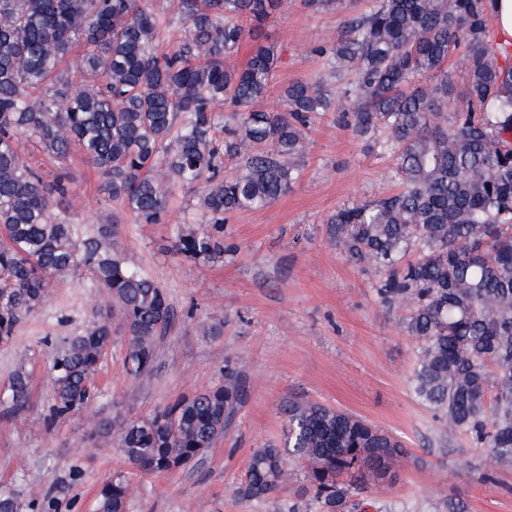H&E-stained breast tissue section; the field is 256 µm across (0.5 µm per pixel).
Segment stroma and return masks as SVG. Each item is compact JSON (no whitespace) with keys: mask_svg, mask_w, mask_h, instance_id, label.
<instances>
[{"mask_svg":"<svg viewBox=\"0 0 512 512\" xmlns=\"http://www.w3.org/2000/svg\"><path fill=\"white\" fill-rule=\"evenodd\" d=\"M367 5L343 0L341 8L317 10L307 0H281L261 30L280 57L275 88L260 109L283 110L289 82L318 78L317 48L336 44L346 16ZM305 134L299 180L270 205L228 216L218 263L172 249L173 225L204 226L192 193L177 196L168 223L138 224L101 199L84 155H71L73 221L116 223L119 247L164 288L177 321L159 344L152 376L142 380L128 375L126 340L113 333L91 381L93 402L49 429L43 339L79 333L108 304L84 278L54 282L45 306L0 343V395L18 365L30 373L28 407L13 414L0 406V486L24 504L48 498L56 512H93L100 485L122 475L130 485L128 512H276L274 503L243 500L235 490L256 448L285 445L281 405L295 396L359 415L405 443L411 460L395 484L374 493L376 512H429L441 494L463 499L467 512H512V467L496 465L471 434L447 429L415 396L416 342L399 313L378 304L380 271L348 260L327 240L326 221L338 208L394 191L393 158L368 150L330 112L314 115ZM228 361L239 366L246 399L194 465L143 474L110 439L91 438L100 420L145 416L222 383Z\"/></svg>","mask_w":512,"mask_h":512,"instance_id":"1","label":"stroma"}]
</instances>
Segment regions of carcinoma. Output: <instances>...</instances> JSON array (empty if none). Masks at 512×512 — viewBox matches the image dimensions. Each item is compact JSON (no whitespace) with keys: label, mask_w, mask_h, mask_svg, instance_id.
<instances>
[{"label":"carcinoma","mask_w":512,"mask_h":512,"mask_svg":"<svg viewBox=\"0 0 512 512\" xmlns=\"http://www.w3.org/2000/svg\"><path fill=\"white\" fill-rule=\"evenodd\" d=\"M275 6L179 0L184 35L165 51L168 22L145 0H0V342L48 301L52 281L85 275L111 303L52 344L45 427L89 405L112 320L127 339L129 375L151 374L173 309L119 250L116 225L71 223L72 149L100 173L104 200L139 224L168 223L175 195L196 192L208 229L177 227L172 248L215 262L224 258L228 214L264 208L298 180L302 129L335 110L338 93L349 106L336 123L395 158L397 189L337 209L329 241L349 260L379 268L383 308L407 306L416 397L448 428L512 463V142L504 139L512 133V67L497 63L501 52L486 38V0H370L347 16L335 45L317 50L320 77L283 90L286 111H258L277 52L256 41L245 67L229 59ZM459 47L466 80L458 93L447 64ZM75 48L69 69L63 62ZM379 128L387 135L375 140ZM21 137L35 138L59 164L52 179L17 151ZM226 159L240 161L229 175ZM29 395L21 364L6 403L19 413ZM244 398L228 363L223 383L146 417L100 421L96 433L112 438L137 470L172 472L224 436ZM283 413L304 487L303 498L279 512H361L407 457L401 442L349 412L290 399ZM287 478L283 451L267 444L253 452L236 495L274 499ZM127 491L122 475L105 481L95 512H127ZM21 509L0 487V512Z\"/></svg>","instance_id":"obj_1"}]
</instances>
